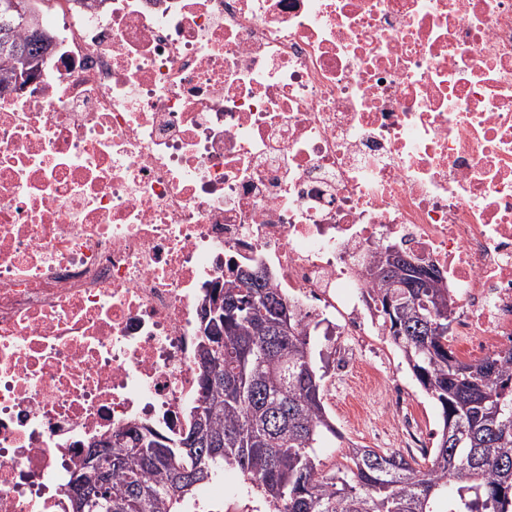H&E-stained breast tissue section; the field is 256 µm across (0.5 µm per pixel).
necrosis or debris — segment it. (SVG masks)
Returning <instances> with one entry per match:
<instances>
[{
    "label": "necrosis or debris",
    "mask_w": 512,
    "mask_h": 512,
    "mask_svg": "<svg viewBox=\"0 0 512 512\" xmlns=\"http://www.w3.org/2000/svg\"><path fill=\"white\" fill-rule=\"evenodd\" d=\"M0 93V512H70L77 453L186 431L210 285L260 265L365 345L383 246L512 348V0H44ZM408 447L411 393L386 391Z\"/></svg>",
    "instance_id": "4bbe7bcc"
}]
</instances>
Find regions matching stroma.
<instances>
[{"label":"stroma","mask_w":512,"mask_h":512,"mask_svg":"<svg viewBox=\"0 0 512 512\" xmlns=\"http://www.w3.org/2000/svg\"><path fill=\"white\" fill-rule=\"evenodd\" d=\"M336 335V330L332 329L328 334L320 333L314 338L315 349L320 352L325 368L323 402L341 434L335 447L318 449L323 470L337 469L347 444L352 442L385 453L405 451V440L390 417L386 395L374 382L378 376H391L408 386L415 398L419 417L428 424L431 432H438L441 420L433 402L390 341L379 340L364 349H346L345 354L352 364L347 372L340 374L327 349L330 338ZM226 477L229 484L224 492L222 512H269L268 503L244 483L239 472L227 471Z\"/></svg>","instance_id":"35a3bbf8"}]
</instances>
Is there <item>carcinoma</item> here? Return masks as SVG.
<instances>
[{
	"mask_svg": "<svg viewBox=\"0 0 512 512\" xmlns=\"http://www.w3.org/2000/svg\"><path fill=\"white\" fill-rule=\"evenodd\" d=\"M51 40L30 34L26 12L0 8V91L44 63ZM366 277L372 320L388 336L422 390L438 409L441 434L420 465L400 452L380 453L351 443L345 464L320 468L314 449L341 438L322 401V381L311 345V321L271 284L269 272L238 268L221 289L223 366L206 367L201 349V395L209 441L189 456L182 443L197 422L158 447L130 453L137 434L118 433L109 488L112 512H181L185 495L176 477L195 486L225 468L251 480L274 512H512V350L475 362L459 360L448 344L455 291L431 269L423 288H406L417 270L404 251L384 246ZM401 287H395V284ZM290 329L282 334L281 316ZM144 475L153 492L139 496Z\"/></svg>",
	"mask_w": 512,
	"mask_h": 512,
	"instance_id": "cac0c4a2",
	"label": "carcinoma"
}]
</instances>
